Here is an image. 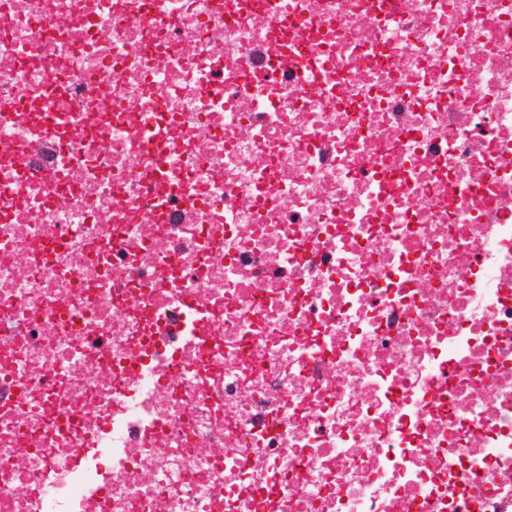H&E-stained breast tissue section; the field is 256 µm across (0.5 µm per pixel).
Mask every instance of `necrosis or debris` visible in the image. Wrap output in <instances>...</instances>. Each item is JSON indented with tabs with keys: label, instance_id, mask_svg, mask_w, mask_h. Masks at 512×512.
<instances>
[{
	"label": "necrosis or debris",
	"instance_id": "obj_1",
	"mask_svg": "<svg viewBox=\"0 0 512 512\" xmlns=\"http://www.w3.org/2000/svg\"><path fill=\"white\" fill-rule=\"evenodd\" d=\"M0 512H512V0H0Z\"/></svg>",
	"mask_w": 512,
	"mask_h": 512
}]
</instances>
